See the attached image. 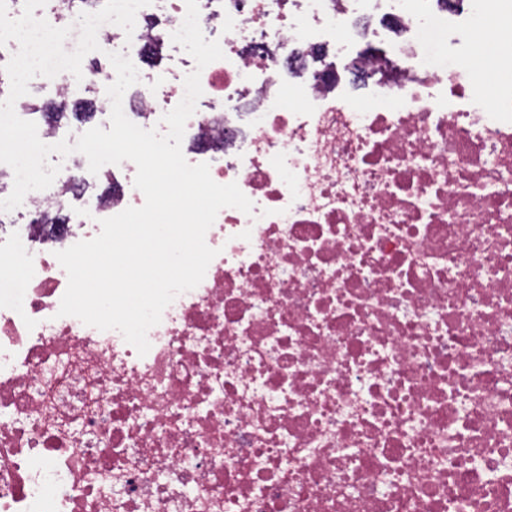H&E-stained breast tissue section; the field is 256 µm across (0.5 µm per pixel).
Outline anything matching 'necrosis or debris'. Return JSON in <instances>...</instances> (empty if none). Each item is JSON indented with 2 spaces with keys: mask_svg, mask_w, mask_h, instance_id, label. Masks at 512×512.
Returning <instances> with one entry per match:
<instances>
[{
  "mask_svg": "<svg viewBox=\"0 0 512 512\" xmlns=\"http://www.w3.org/2000/svg\"><path fill=\"white\" fill-rule=\"evenodd\" d=\"M198 8L224 53L201 70L171 39L186 0L97 40L159 58L123 110L162 134L200 70L183 155L253 212L218 213L141 356L59 316L56 258L144 204L135 164L74 152L29 197L45 222L0 239V512H512V96L470 90L441 0ZM459 18L511 88L487 0ZM357 42L362 100L311 67Z\"/></svg>",
  "mask_w": 512,
  "mask_h": 512,
  "instance_id": "necrosis-or-debris-1",
  "label": "necrosis or debris"
}]
</instances>
